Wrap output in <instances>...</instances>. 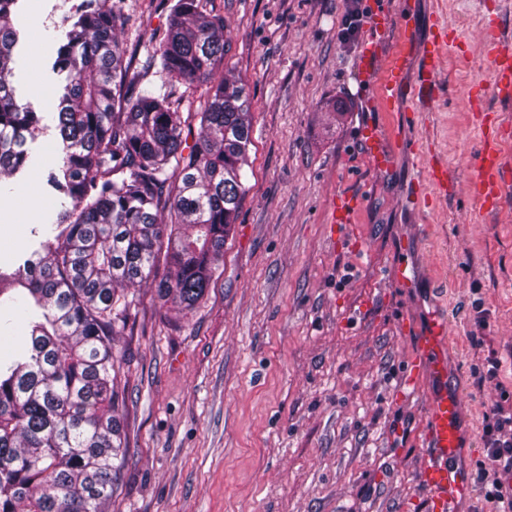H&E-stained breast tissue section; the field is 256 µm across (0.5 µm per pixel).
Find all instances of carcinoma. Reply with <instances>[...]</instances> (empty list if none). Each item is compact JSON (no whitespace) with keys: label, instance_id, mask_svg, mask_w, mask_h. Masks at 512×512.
<instances>
[{"label":"carcinoma","instance_id":"carcinoma-1","mask_svg":"<svg viewBox=\"0 0 512 512\" xmlns=\"http://www.w3.org/2000/svg\"><path fill=\"white\" fill-rule=\"evenodd\" d=\"M17 3L0 0V182L28 166L41 123L9 81ZM121 26L114 0L71 3L47 178L70 205L42 250L0 268V512H104L126 457L114 342L137 304L129 288L149 281L162 304L192 311L246 191L250 103L224 75V19L175 0L146 60L170 88L159 94L119 50ZM200 78L203 103L180 112L171 89Z\"/></svg>","mask_w":512,"mask_h":512}]
</instances>
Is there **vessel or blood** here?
Segmentation results:
<instances>
[{
	"label": "vessel or blood",
	"mask_w": 512,
	"mask_h": 512,
	"mask_svg": "<svg viewBox=\"0 0 512 512\" xmlns=\"http://www.w3.org/2000/svg\"><path fill=\"white\" fill-rule=\"evenodd\" d=\"M414 15V0H403L396 13L390 9L389 0H370L369 36L358 50L355 66L368 99L380 97L392 103L410 99L405 119L416 126L431 107L441 62L454 54L457 46L448 35L446 22L439 19L435 22V33L421 46L415 48L406 44L389 49L388 33L392 24L411 30ZM485 48L492 62V91L500 100L512 102V44L489 32L485 35ZM505 125V120L499 118L477 125L475 161L478 172L469 184V192L489 212L499 209L507 188L512 187V163L505 153ZM360 136L372 164L379 170L393 167L400 148L418 149L426 155L422 175L414 181L407 196L409 202L418 203L432 194L447 195L448 162L436 152L432 139H406L396 146L370 122L362 126ZM360 202L359 195L352 192L335 196L333 222L348 223ZM447 334V321L439 318L429 321L406 374L407 381L425 375L437 386L428 399L424 432L427 454L417 472V481L428 497L429 512H456L458 503L473 490L470 476L462 474L456 464L460 452V400L449 382L444 348Z\"/></svg>",
	"instance_id": "b4317fda"
}]
</instances>
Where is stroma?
<instances>
[{"label": "stroma", "mask_w": 512, "mask_h": 512, "mask_svg": "<svg viewBox=\"0 0 512 512\" xmlns=\"http://www.w3.org/2000/svg\"><path fill=\"white\" fill-rule=\"evenodd\" d=\"M119 48L143 66L153 32L166 29V0H120ZM223 16L225 74L250 101L246 194L224 242L218 277L191 312L160 307L150 285L117 339L125 465L111 512H424L417 471L433 389L403 372L429 317L448 321V369L462 405L461 471L473 493L458 512H485L494 482L483 415L512 407V206L488 213L467 195V149L479 112L506 109L491 89L485 20L512 40V0H416L414 39L443 16L461 40L444 60L425 129L405 126L404 104H368L354 68L367 31L341 34L367 0H208ZM63 0H19L10 78L43 118L31 145L37 164L0 197V266L39 249L52 197L55 112L63 80L52 64ZM375 122L395 139L430 133L448 161L453 190L406 201L420 152L373 169L360 138ZM360 194L349 223L331 221L332 199ZM408 241L415 288L393 283ZM502 362L475 385V343Z\"/></svg>", "instance_id": "35a3bbf8"}]
</instances>
